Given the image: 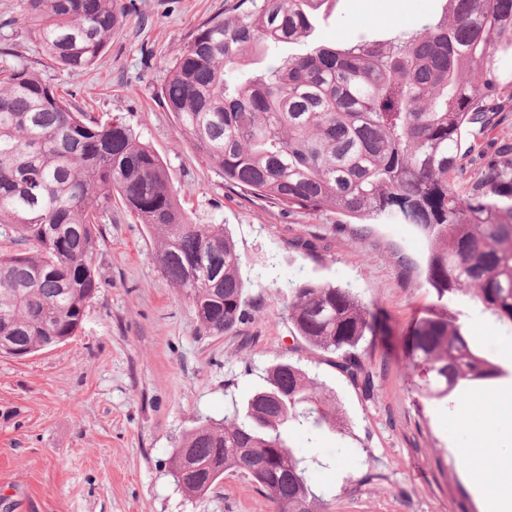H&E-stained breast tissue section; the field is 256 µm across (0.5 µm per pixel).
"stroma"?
Masks as SVG:
<instances>
[{"mask_svg": "<svg viewBox=\"0 0 512 512\" xmlns=\"http://www.w3.org/2000/svg\"><path fill=\"white\" fill-rule=\"evenodd\" d=\"M123 3L127 16L103 56L75 72L46 62L23 0H0V66H34L82 111L131 126L164 162L190 222L226 226L253 304L237 333L200 334L160 270L149 228L113 203L96 257L101 288L80 331L24 359L0 357V512H270L264 494L230 474L189 498L173 482L169 458L185 432L242 407L283 360L324 384L342 421L336 431L300 428L291 439L327 512H488L478 488L498 475L472 472L471 451L498 448L512 431V414L486 403L512 385V322L471 295L452 298L449 311L502 374L471 386L454 409L418 406L400 345L434 300L422 277L425 237L410 224H369L359 234L336 212L288 215L225 184L177 136L160 92L180 49L227 0ZM440 8V0H337L314 37L381 38ZM339 223L343 231L331 234ZM299 239L319 240L318 255L296 248ZM305 281L348 288L387 315L390 336L363 353L366 366L388 363L374 398L332 357L296 339L283 298Z\"/></svg>", "mask_w": 512, "mask_h": 512, "instance_id": "35a3bbf8", "label": "stroma"}]
</instances>
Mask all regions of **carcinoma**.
Instances as JSON below:
<instances>
[{
    "instance_id": "cac0c4a2",
    "label": "carcinoma",
    "mask_w": 512,
    "mask_h": 512,
    "mask_svg": "<svg viewBox=\"0 0 512 512\" xmlns=\"http://www.w3.org/2000/svg\"><path fill=\"white\" fill-rule=\"evenodd\" d=\"M329 0H234L199 26L169 67L161 98L178 134L224 174L288 214L331 209L356 224H412L429 241L435 301L408 329L402 355L424 402L449 404L498 377L450 315L470 293L512 321V142L488 129L512 112V0H445L440 14L388 38L308 42ZM126 13L121 0H25L49 60L92 66ZM119 199L158 242L156 260L200 330L244 323L243 261L222 224H191L167 168L119 121L79 112L24 63L0 68V341L31 354L80 330L101 281L100 224ZM284 309L295 335L338 358L366 396L360 346L386 336L385 315L349 289L302 282ZM338 428L336 408L297 363L271 366L241 409L187 432L169 474L189 497L224 474L262 489L272 512H323L288 430Z\"/></svg>"
}]
</instances>
